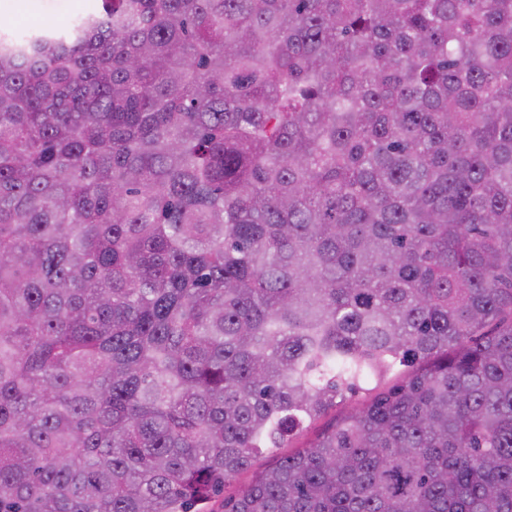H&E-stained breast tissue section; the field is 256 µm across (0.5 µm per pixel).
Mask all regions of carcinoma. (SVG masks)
Here are the masks:
<instances>
[{
	"label": "carcinoma",
	"instance_id": "obj_1",
	"mask_svg": "<svg viewBox=\"0 0 512 512\" xmlns=\"http://www.w3.org/2000/svg\"><path fill=\"white\" fill-rule=\"evenodd\" d=\"M512 512V0H101L0 31V512ZM375 393L376 391H360L343 404L336 407V410H330L325 416L313 422L310 427L292 444V448L263 449V451L254 458L250 470L240 473L236 475L235 478L226 481L224 484V490L222 489L211 500V507L216 511H223L224 499L229 500L236 498L256 472L268 468L276 458L286 455L288 452H293L299 449V447L304 445L306 442L314 439L335 414L337 415L352 410Z\"/></svg>",
	"mask_w": 512,
	"mask_h": 512
}]
</instances>
